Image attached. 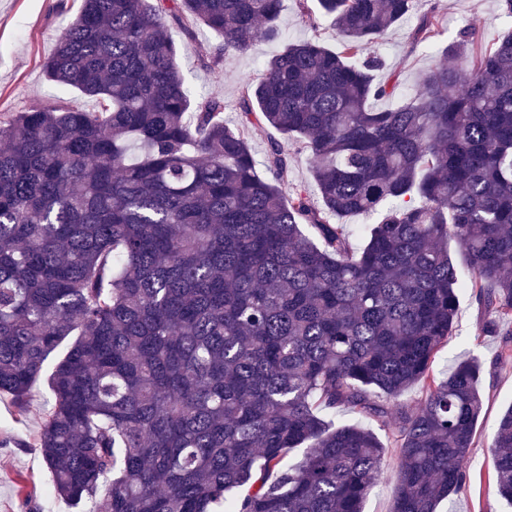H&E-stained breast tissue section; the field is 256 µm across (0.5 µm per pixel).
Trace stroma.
I'll list each match as a JSON object with an SVG mask.
<instances>
[{
    "label": "stroma",
    "mask_w": 512,
    "mask_h": 512,
    "mask_svg": "<svg viewBox=\"0 0 512 512\" xmlns=\"http://www.w3.org/2000/svg\"><path fill=\"white\" fill-rule=\"evenodd\" d=\"M435 3L438 13L449 21L448 26L442 27L436 46L411 42L409 33L417 23L413 15L378 44L377 52L384 61L379 77H397L399 86L394 96L377 101V108H394L413 97L422 76L440 61L437 47L447 46L460 30L470 28L477 32V42L467 48L468 53L475 54L490 46L506 26L496 0ZM79 5L80 0H0V117H9L31 103L57 98L72 100L88 112L97 111L96 100L48 81L42 69L59 31L71 21ZM303 6L314 13L317 30H310L301 22L299 9ZM278 25V39L255 42L247 52L234 55L215 71L200 68L196 50L201 44L221 46L222 37L200 23L194 24L189 36L178 25H171L170 36L178 48V62L186 84L192 93L223 99L228 124L236 122L244 79L256 73L262 62L288 44L314 34L328 48H336L338 43L332 18L318 14L316 0H307L303 5L298 0H284ZM487 316V310L474 297L461 296L454 334L434 364L436 376L442 378L448 376L457 360L478 359L482 365L479 387L483 397L469 454L470 483L461 493L442 501L438 512H512V502L497 497L491 490L490 448L502 415L512 408V364H500L496 358L502 337L482 335L480 325ZM51 400V391L43 379L34 385L25 415H18L9 400L0 399V512H23V501L28 495L38 512H75L54 493L40 455L30 447Z\"/></svg>",
    "instance_id": "35a3bbf8"
}]
</instances>
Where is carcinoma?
Listing matches in <instances>:
<instances>
[{
    "label": "carcinoma",
    "instance_id": "1",
    "mask_svg": "<svg viewBox=\"0 0 512 512\" xmlns=\"http://www.w3.org/2000/svg\"><path fill=\"white\" fill-rule=\"evenodd\" d=\"M415 2L318 0L338 47L315 37L262 63L232 128L222 99L192 97L168 29L219 32L199 51L214 70L279 37L283 0H82L43 69L100 110L59 99L0 120V397L25 413L70 341L33 444L57 496L83 512H363L392 479L390 512H437L466 486L481 367L432 370L461 293L490 312L483 334L512 324V27L377 109L396 84L376 80L375 46ZM438 25L430 8L409 38ZM255 125L276 132L262 173ZM292 149L318 204L287 193ZM377 212L359 247L330 222ZM336 408L388 434L395 475L375 430L319 413ZM491 447L512 501V408Z\"/></svg>",
    "mask_w": 512,
    "mask_h": 512
}]
</instances>
